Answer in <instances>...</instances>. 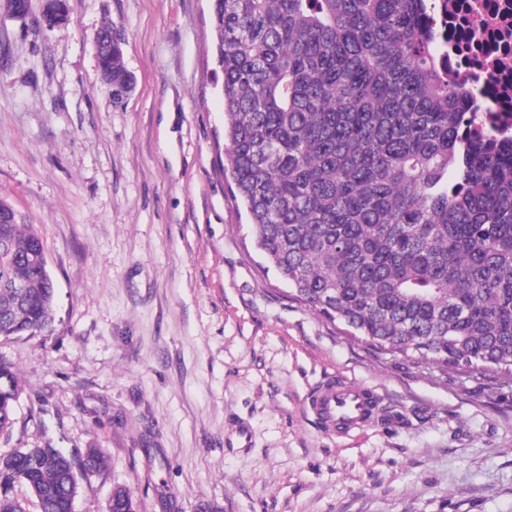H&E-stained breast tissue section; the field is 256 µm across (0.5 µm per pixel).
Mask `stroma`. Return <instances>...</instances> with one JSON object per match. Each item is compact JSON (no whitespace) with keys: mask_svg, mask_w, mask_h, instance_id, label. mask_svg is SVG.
<instances>
[{"mask_svg":"<svg viewBox=\"0 0 512 512\" xmlns=\"http://www.w3.org/2000/svg\"><path fill=\"white\" fill-rule=\"evenodd\" d=\"M0 11V199L42 236L51 330L0 339L23 393L0 455L102 449L75 512H512V377L376 352L264 273L220 158L210 0ZM133 90L98 71L104 22ZM372 386L390 417L326 436L307 395ZM54 1V2H51ZM69 9L65 0H44L36 18L39 26L51 28L69 22Z\"/></svg>","mask_w":512,"mask_h":512,"instance_id":"35a3bbf8","label":"stroma"}]
</instances>
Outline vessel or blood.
I'll return each instance as SVG.
<instances>
[{"label":"vessel or blood","instance_id":"b4317fda","mask_svg":"<svg viewBox=\"0 0 512 512\" xmlns=\"http://www.w3.org/2000/svg\"><path fill=\"white\" fill-rule=\"evenodd\" d=\"M307 409L326 434L347 436L380 417L386 402L376 389L331 378L314 389Z\"/></svg>","mask_w":512,"mask_h":512}]
</instances>
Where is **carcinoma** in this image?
Here are the masks:
<instances>
[{"mask_svg": "<svg viewBox=\"0 0 512 512\" xmlns=\"http://www.w3.org/2000/svg\"><path fill=\"white\" fill-rule=\"evenodd\" d=\"M427 0H212L222 73L224 170L265 272L374 350L442 371L512 376V142L460 136L463 90L437 62ZM124 43L105 71L131 86ZM28 288H0V338L51 329L55 288L41 236L0 224ZM22 387L0 360V437ZM85 472L53 448L0 456V512H74ZM107 512H134L113 490Z\"/></svg>", "mask_w": 512, "mask_h": 512, "instance_id": "obj_1", "label": "carcinoma"}]
</instances>
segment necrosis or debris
Wrapping results in <instances>:
<instances>
[{"label": "necrosis or debris", "instance_id": "1", "mask_svg": "<svg viewBox=\"0 0 512 512\" xmlns=\"http://www.w3.org/2000/svg\"><path fill=\"white\" fill-rule=\"evenodd\" d=\"M445 72L468 90L466 137L512 136V0H432Z\"/></svg>", "mask_w": 512, "mask_h": 512}]
</instances>
